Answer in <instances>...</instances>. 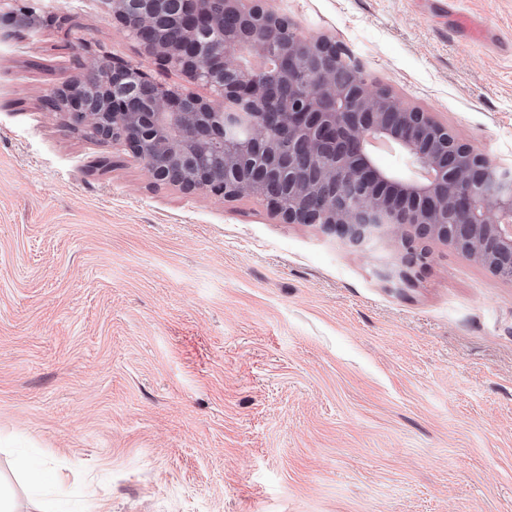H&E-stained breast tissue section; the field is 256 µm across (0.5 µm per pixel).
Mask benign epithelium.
Here are the masks:
<instances>
[{"mask_svg": "<svg viewBox=\"0 0 512 512\" xmlns=\"http://www.w3.org/2000/svg\"><path fill=\"white\" fill-rule=\"evenodd\" d=\"M162 2L113 0V15L151 56L214 98L155 84L142 68L102 57L85 68L89 80L75 75L53 91L50 108L124 143L155 184L261 198L286 223L320 224L357 248L408 227L416 234L405 238L412 267L427 259L416 239L454 245L462 233L480 240L478 263L512 281L511 169L460 143L430 113L371 91L358 59L296 33L261 0H222L219 13L202 0H180L186 40L177 48L141 36ZM241 44L269 66H243ZM344 65L356 81L336 80ZM274 84L290 92L272 114ZM379 141L401 154L405 168L378 164Z\"/></svg>", "mask_w": 512, "mask_h": 512, "instance_id": "1", "label": "benign epithelium"}]
</instances>
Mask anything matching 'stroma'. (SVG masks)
Listing matches in <instances>:
<instances>
[{"instance_id": "35a3bbf8", "label": "stroma", "mask_w": 512, "mask_h": 512, "mask_svg": "<svg viewBox=\"0 0 512 512\" xmlns=\"http://www.w3.org/2000/svg\"><path fill=\"white\" fill-rule=\"evenodd\" d=\"M0 27V474L18 512H512V281L153 184L43 100L90 58L209 96L110 0ZM512 168V0H265ZM108 169L96 168L101 157Z\"/></svg>"}]
</instances>
